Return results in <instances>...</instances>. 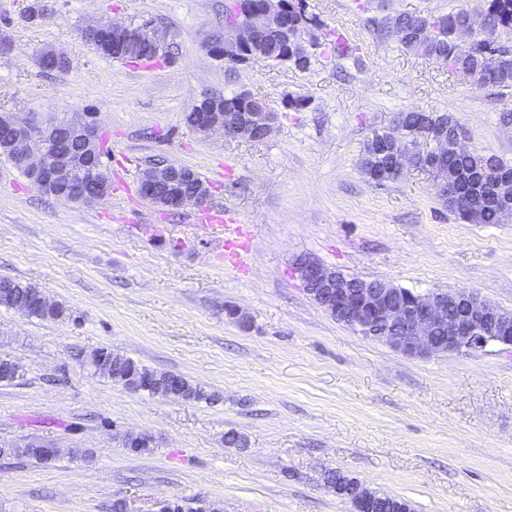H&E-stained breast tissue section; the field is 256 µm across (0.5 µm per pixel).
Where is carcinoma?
<instances>
[{"label": "carcinoma", "mask_w": 512, "mask_h": 512, "mask_svg": "<svg viewBox=\"0 0 512 512\" xmlns=\"http://www.w3.org/2000/svg\"><path fill=\"white\" fill-rule=\"evenodd\" d=\"M477 18L488 23V30L478 39L469 50L461 48L454 35L457 26L469 19ZM400 26L410 32V36L423 34L429 54L437 61L448 66L452 73H462L474 79L480 87L498 89L512 88V45L507 36L512 35V0H482L478 9L458 7L445 14L428 15L426 13L401 14L393 20L383 24L381 29L389 31L391 26ZM354 53L347 39L337 30H331L327 38L316 42L309 61L298 65L301 70L311 66V61L320 57L336 56L341 59ZM404 122L395 124L384 131H376L373 138L388 140L392 143L401 141L409 135L416 139L425 137L433 126L441 125V121L448 124V135H453L455 129L460 127L459 120L452 114H433L418 110H409L402 113ZM498 168L512 169V163L494 154L479 153H450L448 154V178L462 170H495ZM360 169L365 177L377 184L383 185L389 181L400 178V174L392 170L390 161L378 164L368 158V150H363L360 160ZM448 210L459 215L464 220L477 224H497L499 214L495 200H487V204L476 211H469L452 200H444ZM41 291L30 283H24L11 278H0V306L19 310L41 320H63L71 318V313L61 303L41 305ZM88 364L94 373L121 383L134 390L144 391L154 396L176 399H193L213 401L215 396L206 393L198 385L186 378H181L180 391L169 395L166 391V382L169 373L150 370L136 361L114 353L109 349L101 348L94 352ZM0 457L29 458L38 462H49L51 458L38 452L34 448H0Z\"/></svg>", "instance_id": "cac0c4a2"}]
</instances>
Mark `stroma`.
<instances>
[{
	"label": "stroma",
	"mask_w": 512,
	"mask_h": 512,
	"mask_svg": "<svg viewBox=\"0 0 512 512\" xmlns=\"http://www.w3.org/2000/svg\"><path fill=\"white\" fill-rule=\"evenodd\" d=\"M0 0V113L37 123L91 112L111 191L91 206L38 192L0 157V277L35 285L71 312L42 321L0 307V359L21 378L0 384V446L44 439L50 462L0 458V512H350L324 483L334 469L405 499L413 512H512V352L487 346L427 359L403 356L336 322L306 293L299 257L415 293L474 291L512 311V218L463 221L430 175L383 185L359 161L373 132L411 109L459 118L467 149L512 162V91L477 86L380 36L369 18L442 14L462 0H307L324 40L341 28L356 59L301 71L231 65L204 46L224 25V0ZM92 21H151L168 54L122 63L80 37ZM70 59L46 72L39 50ZM246 90L279 114L262 141L201 136L184 122L197 99ZM307 107L288 112L284 102ZM163 162L208 184L218 236L196 207L168 211L137 194ZM236 268L221 265L229 251ZM248 318L238 326L225 306ZM101 348L183 376L215 402L133 392L94 374ZM234 430L247 445L230 448ZM153 437L149 453L123 433Z\"/></svg>",
	"instance_id": "obj_1"
}]
</instances>
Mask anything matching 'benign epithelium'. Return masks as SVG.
<instances>
[{
    "label": "benign epithelium",
    "instance_id": "benign-epithelium-1",
    "mask_svg": "<svg viewBox=\"0 0 512 512\" xmlns=\"http://www.w3.org/2000/svg\"><path fill=\"white\" fill-rule=\"evenodd\" d=\"M240 13L245 21L224 25L210 32L208 51L215 57L233 60L241 65L261 62L264 56L256 43L278 47L279 53L303 63L307 59L313 25L288 15L281 0H264L259 9L249 0H240ZM85 41L106 38L112 51L123 52L151 41L166 42V31L151 21L141 24H94L80 31ZM194 130L202 136L221 131L226 138L260 141L273 131L276 113L248 91L227 99L222 94H205L193 106ZM66 126L85 144V152H68L57 143L58 130ZM7 131L0 141V156L17 167L39 192L67 202L92 205L108 193V176L101 166L89 163L100 144L98 125L89 118L69 119L35 125L9 114L0 115V128ZM465 131L458 129L453 140L441 132L406 147L385 145L375 140L373 149L391 158L393 166L403 173L415 168L430 174L438 193L452 200L461 195L460 186L472 185L481 174L460 172L448 179V147L466 151ZM193 180L190 168L181 165H159L148 169L138 182L139 196L164 209L202 205L208 195L207 186H198L193 194L183 192L180 185ZM296 272L305 291L314 302L336 321L357 335L382 342L394 351L417 358H430L448 353H468L496 345L512 350V312L481 299L467 291L434 290L417 294L387 282L372 285L360 278L332 271L321 263L303 257ZM378 491L364 483L357 484L353 496V512H363L377 498Z\"/></svg>",
    "mask_w": 512,
    "mask_h": 512
}]
</instances>
